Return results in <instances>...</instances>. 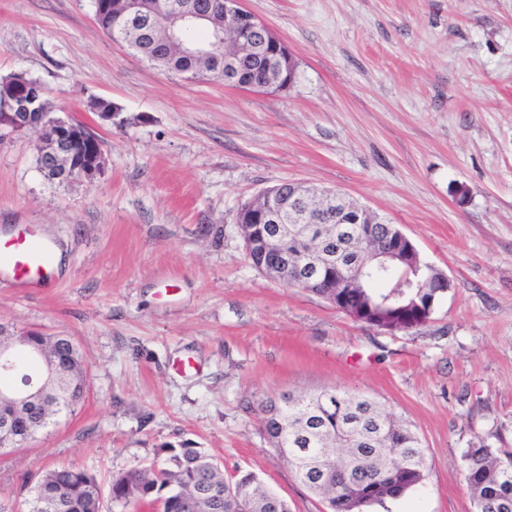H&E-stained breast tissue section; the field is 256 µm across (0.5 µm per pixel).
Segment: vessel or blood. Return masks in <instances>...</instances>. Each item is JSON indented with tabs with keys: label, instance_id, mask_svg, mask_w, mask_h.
Returning <instances> with one entry per match:
<instances>
[{
	"label": "vessel or blood",
	"instance_id": "obj_1",
	"mask_svg": "<svg viewBox=\"0 0 512 512\" xmlns=\"http://www.w3.org/2000/svg\"><path fill=\"white\" fill-rule=\"evenodd\" d=\"M52 256V243L36 227L21 228L0 241V283L28 287L51 279L55 274Z\"/></svg>",
	"mask_w": 512,
	"mask_h": 512
}]
</instances>
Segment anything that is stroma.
Masks as SVG:
<instances>
[{
  "label": "stroma",
  "instance_id": "stroma-1",
  "mask_svg": "<svg viewBox=\"0 0 512 512\" xmlns=\"http://www.w3.org/2000/svg\"><path fill=\"white\" fill-rule=\"evenodd\" d=\"M297 63L284 91L191 79L99 26L92 0H0V77L49 90L50 115L102 143L103 170L58 184L35 129L0 128V230L33 224L67 265L0 287V323L68 337L87 388L0 449V504L23 512L60 467L113 475L204 448L289 512H327L270 446L258 403L338 387L421 440L422 482L369 512H475L463 455L512 449V0H243ZM115 103L104 120L94 100ZM344 191L400 226L451 289L388 332L249 263L239 208L284 181ZM466 197H459V190ZM180 359L195 363L180 372Z\"/></svg>",
  "mask_w": 512,
  "mask_h": 512
}]
</instances>
